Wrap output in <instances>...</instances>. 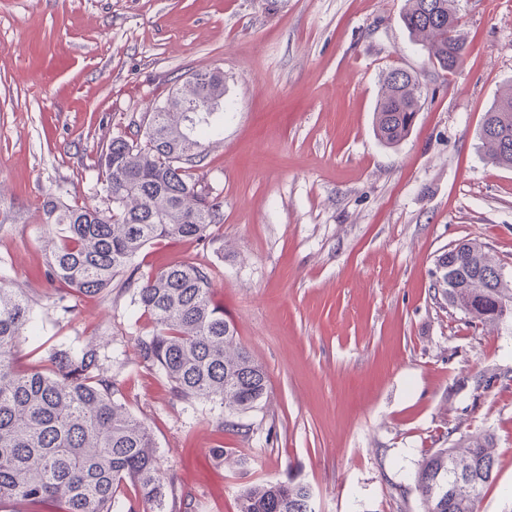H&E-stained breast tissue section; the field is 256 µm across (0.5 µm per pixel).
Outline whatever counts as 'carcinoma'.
I'll use <instances>...</instances> for the list:
<instances>
[{"label":"carcinoma","instance_id":"obj_1","mask_svg":"<svg viewBox=\"0 0 512 512\" xmlns=\"http://www.w3.org/2000/svg\"><path fill=\"white\" fill-rule=\"evenodd\" d=\"M402 22L441 71L466 58L455 0H406ZM400 73L386 74L374 111L377 136L390 147L408 135L421 107L420 83ZM196 76L188 92H171L149 113L144 136H118L101 150L107 207L43 201L42 276L59 300L107 296L116 279L131 284L147 247L205 243L221 223L222 202L197 172L208 156L202 139L224 128V113L194 107L224 103V73ZM479 135L491 162L511 169L512 87L487 110ZM440 266L431 287L448 306H464L472 319L512 321V281L500 284L502 267L482 243L444 250ZM131 302L150 323L137 339L140 362L162 373L177 400L208 403L220 410L219 426L248 435L243 418L267 395V375L224 318L212 269L191 260L154 268L141 274ZM33 332L32 300L0 278V510L24 502L33 512H195L192 497L165 476L152 431L128 407L101 345L32 353L30 367L20 369V347ZM472 385L482 394L507 387L512 369H483ZM493 439L448 431V446L423 458L415 474L422 512H477L483 488L496 479ZM310 497L301 482L266 481L240 493L239 512H309Z\"/></svg>","mask_w":512,"mask_h":512}]
</instances>
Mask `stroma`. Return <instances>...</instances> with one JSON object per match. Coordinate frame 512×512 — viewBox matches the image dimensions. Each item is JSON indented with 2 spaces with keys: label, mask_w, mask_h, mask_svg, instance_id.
Listing matches in <instances>:
<instances>
[{
  "label": "stroma",
  "mask_w": 512,
  "mask_h": 512,
  "mask_svg": "<svg viewBox=\"0 0 512 512\" xmlns=\"http://www.w3.org/2000/svg\"><path fill=\"white\" fill-rule=\"evenodd\" d=\"M406 0H0V274L36 301L23 352L106 341L127 404L198 512H238L253 483H305L314 512H422L414 477L449 433H494L478 512H512V327L439 304L435 259L486 243L512 270V169L483 117L512 85V0H457L462 69L437 71ZM224 72V130L200 175L223 203L213 242L147 247L144 268L211 267L236 338L268 376L248 436L173 399L136 343L131 291L54 302L37 222L50 195L103 208L98 158L195 71ZM417 73L422 107L395 147L373 110L387 72ZM223 447L224 457L212 456ZM406 487L398 496L397 487ZM472 385L475 392L480 391L479 396L497 385L508 387L512 385V369L492 367L480 370L472 377Z\"/></svg>",
  "instance_id": "obj_1"
}]
</instances>
